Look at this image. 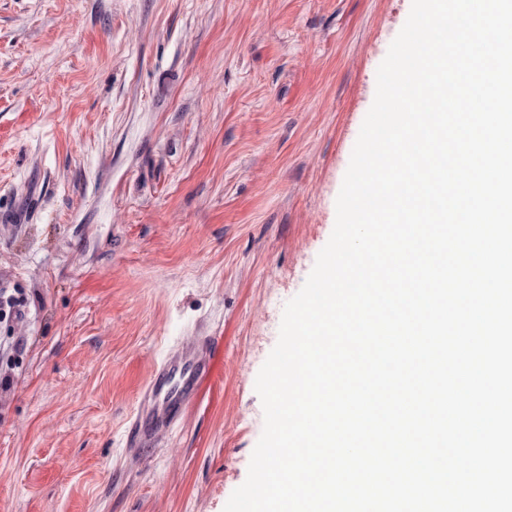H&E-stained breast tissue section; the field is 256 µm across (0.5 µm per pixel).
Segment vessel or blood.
I'll list each match as a JSON object with an SVG mask.
<instances>
[{"label":"vessel or blood","instance_id":"vessel-or-blood-1","mask_svg":"<svg viewBox=\"0 0 512 512\" xmlns=\"http://www.w3.org/2000/svg\"><path fill=\"white\" fill-rule=\"evenodd\" d=\"M218 353L219 339L210 335L191 337L168 352L143 392L152 404L150 418H134L127 427L130 445L157 442L170 431L196 396L201 380L212 375Z\"/></svg>","mask_w":512,"mask_h":512}]
</instances>
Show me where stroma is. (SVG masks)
<instances>
[{"mask_svg":"<svg viewBox=\"0 0 512 512\" xmlns=\"http://www.w3.org/2000/svg\"><path fill=\"white\" fill-rule=\"evenodd\" d=\"M412 0H0V512H224ZM224 366L126 426L198 331ZM219 345L217 336H192L168 352L143 392V399L152 403L149 420L137 414L127 427L130 445L155 443L170 431L196 396L201 380L213 374Z\"/></svg>","mask_w":512,"mask_h":512,"instance_id":"obj_1","label":"stroma"}]
</instances>
